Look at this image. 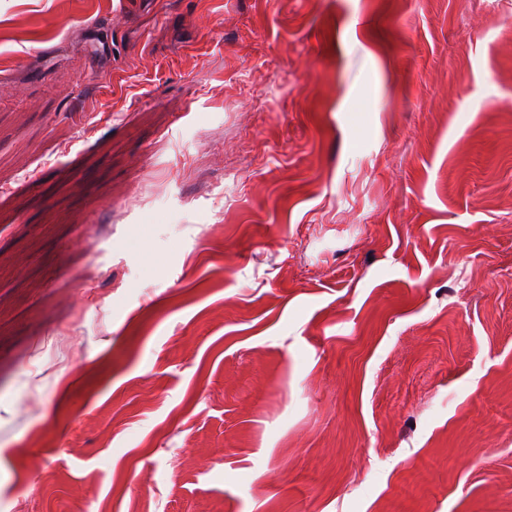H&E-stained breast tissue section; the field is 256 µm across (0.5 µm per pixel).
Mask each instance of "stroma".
I'll use <instances>...</instances> for the list:
<instances>
[{
    "label": "stroma",
    "mask_w": 512,
    "mask_h": 512,
    "mask_svg": "<svg viewBox=\"0 0 512 512\" xmlns=\"http://www.w3.org/2000/svg\"><path fill=\"white\" fill-rule=\"evenodd\" d=\"M511 27L0 0V512H512Z\"/></svg>",
    "instance_id": "stroma-1"
}]
</instances>
